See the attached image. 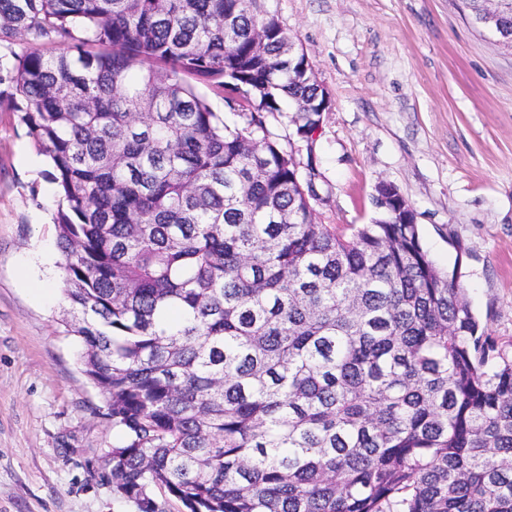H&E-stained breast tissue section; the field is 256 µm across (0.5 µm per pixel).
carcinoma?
Instances as JSON below:
<instances>
[{"mask_svg":"<svg viewBox=\"0 0 512 512\" xmlns=\"http://www.w3.org/2000/svg\"><path fill=\"white\" fill-rule=\"evenodd\" d=\"M289 37L259 0H0V44L67 47L14 55L7 102L60 194L65 330L123 434L112 492L512 512V356L395 201L349 234L316 222L312 150L297 166L266 125L308 143L326 108Z\"/></svg>","mask_w":512,"mask_h":512,"instance_id":"cac0c4a2","label":"carcinoma"}]
</instances>
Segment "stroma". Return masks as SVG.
<instances>
[{
    "instance_id": "35a3bbf8",
    "label": "stroma",
    "mask_w": 512,
    "mask_h": 512,
    "mask_svg": "<svg viewBox=\"0 0 512 512\" xmlns=\"http://www.w3.org/2000/svg\"><path fill=\"white\" fill-rule=\"evenodd\" d=\"M294 35L329 99L314 138L322 224H368L382 184L422 245L512 353V50L460 0H260ZM0 103V512H135L102 480L122 438L61 322L58 196ZM55 287L53 298L40 289Z\"/></svg>"
}]
</instances>
